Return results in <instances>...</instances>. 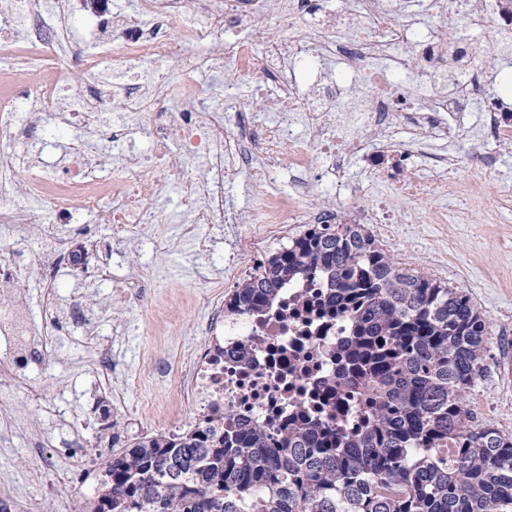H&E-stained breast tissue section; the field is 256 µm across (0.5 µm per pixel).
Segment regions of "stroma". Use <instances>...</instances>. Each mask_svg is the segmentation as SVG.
<instances>
[{
    "label": "stroma",
    "instance_id": "obj_1",
    "mask_svg": "<svg viewBox=\"0 0 512 512\" xmlns=\"http://www.w3.org/2000/svg\"><path fill=\"white\" fill-rule=\"evenodd\" d=\"M475 38L486 50V79L498 82V67L512 60V32L490 24ZM458 156L459 193L452 200L436 192L405 199L359 168L350 173L360 186L362 204H390L396 222L379 242L393 259L462 289L489 321L493 339L486 372L468 392L469 407L475 423L511 433L512 221H504L489 202L512 200V153H501L486 138L476 149L460 148ZM158 177L169 200L166 221L148 226L146 242L129 245L121 257L122 273L153 272L144 301L114 303L110 289L94 287L93 272L70 268L58 294L64 300L80 289L96 319L90 341L70 327L56 335L41 316L43 285H32L34 330L55 353L41 370H19L0 380V512H72L74 500L94 497L100 463L111 454L112 441L126 446L199 417L196 407L182 404L177 380L189 353L207 341L202 326L214 290L196 287L194 267L203 261L175 236L183 217L181 186L168 180L166 171ZM442 210L447 223H432ZM157 235L170 238L169 254L152 251L149 240ZM440 254L447 255V268L430 265V258ZM203 263L216 265L212 259ZM119 325L126 335H113ZM33 388L44 395L43 405L29 403ZM111 419L118 431L108 429ZM64 420L71 424L68 436L82 434L85 449L60 447L57 431Z\"/></svg>",
    "mask_w": 512,
    "mask_h": 512
}]
</instances>
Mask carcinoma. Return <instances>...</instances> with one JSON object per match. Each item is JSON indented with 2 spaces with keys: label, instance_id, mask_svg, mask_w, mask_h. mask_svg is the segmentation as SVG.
Wrapping results in <instances>:
<instances>
[{
  "label": "carcinoma",
  "instance_id": "1",
  "mask_svg": "<svg viewBox=\"0 0 512 512\" xmlns=\"http://www.w3.org/2000/svg\"><path fill=\"white\" fill-rule=\"evenodd\" d=\"M312 273L327 288L322 317L351 319L329 416L298 418L278 440L226 433L217 411L184 433L146 435L104 462L80 512H512V434L473 425L468 408L491 343L468 295L399 266L364 224L313 225L227 307L258 315ZM346 388L366 403L351 439L332 414ZM450 439L451 465L438 455Z\"/></svg>",
  "mask_w": 512,
  "mask_h": 512
}]
</instances>
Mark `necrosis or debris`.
Returning a JSON list of instances; mask_svg holds the SVG:
<instances>
[{
  "instance_id": "necrosis-or-debris-1",
  "label": "necrosis or debris",
  "mask_w": 512,
  "mask_h": 512,
  "mask_svg": "<svg viewBox=\"0 0 512 512\" xmlns=\"http://www.w3.org/2000/svg\"><path fill=\"white\" fill-rule=\"evenodd\" d=\"M110 2L0 0V166L27 173L0 184V225L12 230L0 242V370L17 365L22 351L34 364L45 362L47 350L31 348L27 289L34 276L44 278V314L54 319L60 253L79 265L98 252L102 283L130 300L145 298L148 281L111 273L110 265L123 243L163 221L157 168L183 188L182 237L219 255L229 286L256 276L269 250L287 245L292 225L390 223L387 206L356 204L361 190L351 164L406 198L439 188L455 194L456 148L471 139L462 115L476 106L488 136L512 151V104L482 84L479 53L471 42H449L414 0H133L123 12ZM460 5L468 28L512 29V0ZM272 23L281 31L275 41L268 38ZM177 62L172 84L143 72ZM74 68L85 84L76 102L67 93ZM114 70L122 75L117 112L103 91ZM448 73L456 80L447 90L437 79ZM242 78L258 83L266 113L237 108ZM359 86L371 89L370 105L336 120L337 103ZM186 95L199 107L181 109ZM298 120L308 138L295 136ZM52 121L68 131L69 150L46 175L32 134ZM385 128L406 130L408 141L381 137ZM132 129L145 135L148 154L108 158L106 145H120ZM435 141L447 142L448 152L405 173L404 161ZM317 155L329 163L335 203L302 207ZM284 163L295 182L288 200L264 191ZM243 177L262 195L248 218L228 197ZM247 220L253 231L239 232ZM30 224L40 226L39 240L24 235ZM73 224L82 225V241L71 235ZM99 224L109 230L107 241L97 236ZM206 224L223 225V238L201 236ZM323 291L320 277H300L257 318L228 315L222 297H213L210 343L181 371L183 400L207 413L221 408L225 429L282 434L289 417L313 408L342 374L338 349L351 321H322Z\"/></svg>"
}]
</instances>
